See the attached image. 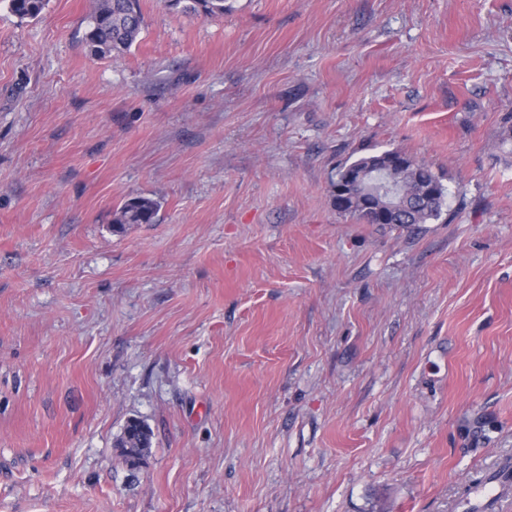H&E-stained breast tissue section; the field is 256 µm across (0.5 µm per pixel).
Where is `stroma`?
Segmentation results:
<instances>
[{"label": "stroma", "mask_w": 512, "mask_h": 512, "mask_svg": "<svg viewBox=\"0 0 512 512\" xmlns=\"http://www.w3.org/2000/svg\"><path fill=\"white\" fill-rule=\"evenodd\" d=\"M227 3L98 59L94 0H0V512H463L512 458V0ZM385 151L439 220L336 210ZM376 167L388 170L400 191L397 213L384 224H427L440 216L445 196L440 177L428 165L404 153L387 151L362 157L341 167L336 176L340 182L349 173H365ZM428 194L436 197L424 203ZM160 203L150 197H134L127 199L117 209L113 224L118 227L124 224H153L156 221ZM117 448H121V454L130 469H137L151 448L149 428L137 419L129 420Z\"/></svg>", "instance_id": "obj_1"}]
</instances>
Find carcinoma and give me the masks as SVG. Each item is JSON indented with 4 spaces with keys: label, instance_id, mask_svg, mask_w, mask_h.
<instances>
[{
    "label": "carcinoma",
    "instance_id": "obj_1",
    "mask_svg": "<svg viewBox=\"0 0 512 512\" xmlns=\"http://www.w3.org/2000/svg\"><path fill=\"white\" fill-rule=\"evenodd\" d=\"M225 0H169L174 9L192 12L205 17L224 15ZM9 9L20 20L38 17L45 0H8ZM143 20L138 0H97L90 15L89 28L85 36L89 51L98 57L129 50L139 37ZM376 167L388 170L390 178L399 186L397 213L389 220L391 224H425L440 216L445 196L441 179L426 164L397 151H387L362 157L341 167L337 177L343 180L347 174L365 173ZM361 200L357 190H346L342 213L369 224L371 220L360 214ZM160 203L150 197H134L117 209L113 223L119 227L126 224H153ZM117 447L121 448L127 465L136 469L143 463L151 448L149 428L137 419L127 422Z\"/></svg>",
    "mask_w": 512,
    "mask_h": 512
}]
</instances>
